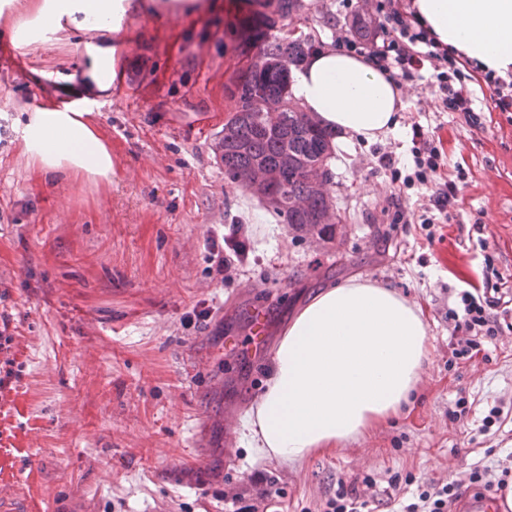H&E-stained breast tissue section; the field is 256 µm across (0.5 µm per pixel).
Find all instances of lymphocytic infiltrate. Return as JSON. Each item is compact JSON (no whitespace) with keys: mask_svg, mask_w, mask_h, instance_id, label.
<instances>
[{"mask_svg":"<svg viewBox=\"0 0 512 512\" xmlns=\"http://www.w3.org/2000/svg\"><path fill=\"white\" fill-rule=\"evenodd\" d=\"M380 14L371 18L372 34L363 40L358 36L340 35L337 46L355 53H367L379 68L404 82L414 81L422 71L430 77L424 86L435 112L472 111L474 85H486L492 91L493 109L512 112V72L501 76L491 70H481L469 59L448 52L438 45L419 22L412 0H382ZM414 171L401 175L389 154L378 158L379 168L388 170L392 182L398 183L388 203L398 224L421 223L431 227L447 223L452 217L463 189L460 182L447 173V154L441 137L416 125L412 128ZM424 186L434 210L433 216L416 217L402 202L403 188ZM482 286H471L455 292L448 318L454 323L451 344L452 360H469L478 355L487 339L497 336L501 322L512 316V294L495 283L492 258H485ZM490 469L474 464L464 479L418 485L411 498L400 502L399 512H451L462 497L464 484L482 485Z\"/></svg>","mask_w":512,"mask_h":512,"instance_id":"1","label":"lymphocytic infiltrate"}]
</instances>
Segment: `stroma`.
<instances>
[{"instance_id":"1","label":"stroma","mask_w":512,"mask_h":512,"mask_svg":"<svg viewBox=\"0 0 512 512\" xmlns=\"http://www.w3.org/2000/svg\"><path fill=\"white\" fill-rule=\"evenodd\" d=\"M217 2L202 18L131 10L119 32L72 26L25 48L10 38L25 0L0 13V315L13 338L0 512L22 501L33 512H220L234 493L258 512H320L341 482L396 512L413 491L406 477L445 482L512 454V420L479 432L491 407L512 411V326L474 358L448 361L451 291L480 283L488 256L512 290V113L475 130L403 85L395 131L335 142V237L295 232L231 183L215 152L228 88L247 64L224 43L238 0ZM305 2L302 21L328 44L379 0ZM108 41L122 84L81 110L112 154V179L43 174L23 152L22 125L87 69L89 46ZM415 124L438 128L468 183L456 225L432 241L393 223L391 175L377 167L386 152L409 172ZM217 247L229 261L221 273ZM351 278L421 308L433 346L421 383L399 416L344 447L295 464L259 456L243 422L275 346L317 291ZM256 308L267 313L260 347ZM461 397L471 411L455 421Z\"/></svg>"}]
</instances>
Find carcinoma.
<instances>
[{
  "instance_id": "1",
  "label": "carcinoma",
  "mask_w": 512,
  "mask_h": 512,
  "mask_svg": "<svg viewBox=\"0 0 512 512\" xmlns=\"http://www.w3.org/2000/svg\"><path fill=\"white\" fill-rule=\"evenodd\" d=\"M247 17L226 25L234 49L249 58L245 71L230 87L237 106L218 141L224 175L248 190L268 172L288 178V197L299 201L274 206L283 223L304 233L332 232L327 197L313 189L310 175L328 157L331 134L310 120L308 112L288 109L292 67L312 44L290 41L274 32L279 21L293 18L301 0H244ZM265 103L259 110L255 101Z\"/></svg>"
}]
</instances>
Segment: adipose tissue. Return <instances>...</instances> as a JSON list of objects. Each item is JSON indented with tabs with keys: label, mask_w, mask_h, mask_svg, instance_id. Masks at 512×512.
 Wrapping results in <instances>:
<instances>
[{
	"label": "adipose tissue",
	"mask_w": 512,
	"mask_h": 512,
	"mask_svg": "<svg viewBox=\"0 0 512 512\" xmlns=\"http://www.w3.org/2000/svg\"><path fill=\"white\" fill-rule=\"evenodd\" d=\"M416 16L449 51L503 75L512 70V0H413ZM130 0H29L24 29L64 23L118 31ZM111 49L92 53L83 78L58 85L69 107L34 108L24 152L44 174L103 179L112 155L75 104L103 89ZM290 91L328 131L374 142L394 130L407 104L398 83L370 59L317 49L291 74ZM431 342L420 308L399 293L355 279L317 292L292 319L272 356L267 387L244 427L263 455L300 463L398 416L421 381Z\"/></svg>",
	"instance_id": "obj_1"
}]
</instances>
